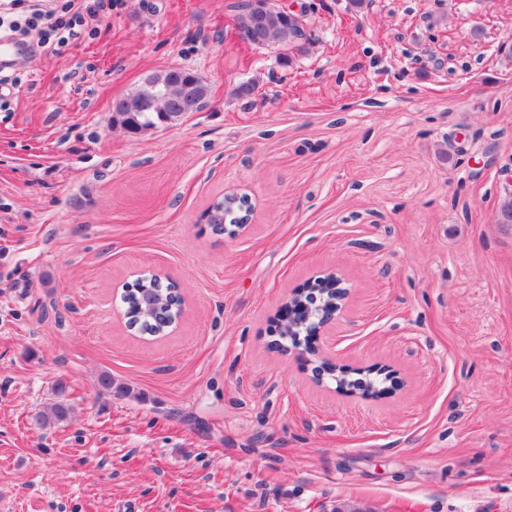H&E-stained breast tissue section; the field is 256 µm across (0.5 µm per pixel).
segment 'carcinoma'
Listing matches in <instances>:
<instances>
[{"label": "carcinoma", "mask_w": 512, "mask_h": 512, "mask_svg": "<svg viewBox=\"0 0 512 512\" xmlns=\"http://www.w3.org/2000/svg\"><path fill=\"white\" fill-rule=\"evenodd\" d=\"M234 27L249 30L253 34L250 44L256 47L279 43L302 49L301 20L287 16L272 0H245L235 14ZM209 98L207 83L194 72L184 69L176 77L172 69L166 68L146 75L133 91L115 100L113 118L126 132L142 134L162 125H173L186 114L200 111ZM244 203L242 197L235 198L233 204L222 199L216 201L208 211V223L216 231H222L221 224L234 222ZM124 303L129 326L150 337L166 335L180 315L177 295L168 288L158 287L153 277L142 279L136 288L124 293ZM54 391L57 401L37 418L42 426L64 423L70 418L67 383L58 381Z\"/></svg>", "instance_id": "1"}]
</instances>
